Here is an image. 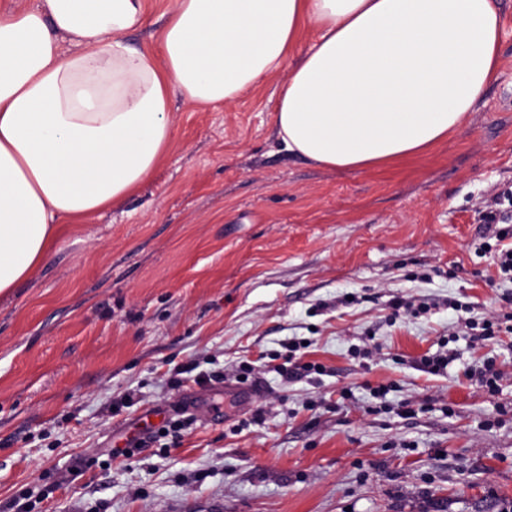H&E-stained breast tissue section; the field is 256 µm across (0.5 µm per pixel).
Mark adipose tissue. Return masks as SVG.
<instances>
[{"label": "adipose tissue", "instance_id": "obj_1", "mask_svg": "<svg viewBox=\"0 0 512 512\" xmlns=\"http://www.w3.org/2000/svg\"><path fill=\"white\" fill-rule=\"evenodd\" d=\"M160 51L132 48L145 0L0 6V296L59 225L121 205L174 135L170 94L221 106L277 74L288 152L349 170L423 154L474 111L499 65L494 0H168Z\"/></svg>", "mask_w": 512, "mask_h": 512}]
</instances>
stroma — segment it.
<instances>
[{
  "instance_id": "obj_1",
  "label": "stroma",
  "mask_w": 512,
  "mask_h": 512,
  "mask_svg": "<svg viewBox=\"0 0 512 512\" xmlns=\"http://www.w3.org/2000/svg\"><path fill=\"white\" fill-rule=\"evenodd\" d=\"M495 3V78L398 166L284 150L278 74L226 108L172 91L152 177L65 225L0 297V512L29 491L33 512H512V335L465 326L512 296L476 253L487 202L512 189V0ZM401 298L413 308L391 320ZM291 342L323 373H282ZM439 351L456 358L422 371ZM486 359L493 395L468 374ZM189 363L209 383L171 387ZM404 399L420 410L397 415ZM148 415L186 426L125 459Z\"/></svg>"
}]
</instances>
